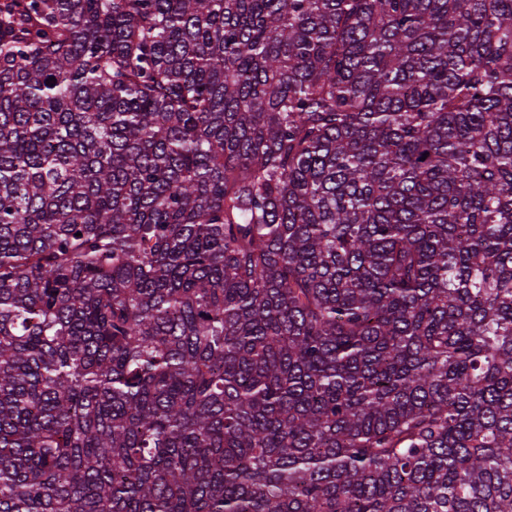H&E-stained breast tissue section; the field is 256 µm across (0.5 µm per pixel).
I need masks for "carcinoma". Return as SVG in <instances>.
<instances>
[{
  "label": "carcinoma",
  "mask_w": 512,
  "mask_h": 512,
  "mask_svg": "<svg viewBox=\"0 0 512 512\" xmlns=\"http://www.w3.org/2000/svg\"><path fill=\"white\" fill-rule=\"evenodd\" d=\"M0 512H512V0H0Z\"/></svg>",
  "instance_id": "cac0c4a2"
}]
</instances>
